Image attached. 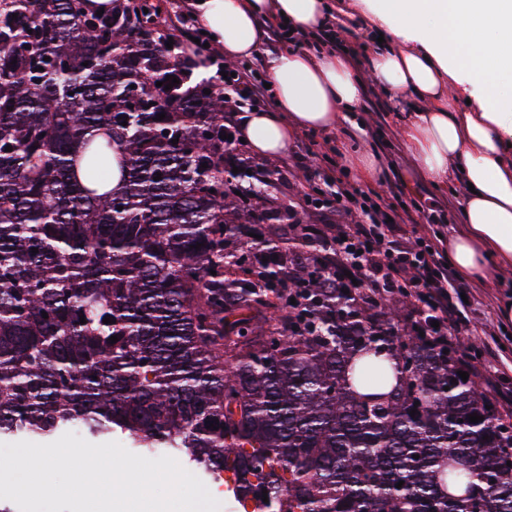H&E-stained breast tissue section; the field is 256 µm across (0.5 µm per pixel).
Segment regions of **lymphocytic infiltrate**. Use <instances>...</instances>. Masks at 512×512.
I'll return each mask as SVG.
<instances>
[{
	"instance_id": "lymphocytic-infiltrate-1",
	"label": "lymphocytic infiltrate",
	"mask_w": 512,
	"mask_h": 512,
	"mask_svg": "<svg viewBox=\"0 0 512 512\" xmlns=\"http://www.w3.org/2000/svg\"><path fill=\"white\" fill-rule=\"evenodd\" d=\"M321 179L330 189L328 204L336 211V221L305 224L301 230L327 244L326 266L351 272L371 295L405 289L416 299L419 330L438 344H449V330L466 317L457 273L435 249L437 233L416 220L403 227L393 204L359 206L363 191L354 184L326 172Z\"/></svg>"
}]
</instances>
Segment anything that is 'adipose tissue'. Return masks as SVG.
Returning <instances> with one entry per match:
<instances>
[{"instance_id":"ef3b65f1","label":"adipose tissue","mask_w":512,"mask_h":512,"mask_svg":"<svg viewBox=\"0 0 512 512\" xmlns=\"http://www.w3.org/2000/svg\"><path fill=\"white\" fill-rule=\"evenodd\" d=\"M199 9L225 61L261 53L271 24L316 31L332 19L387 32L367 61L351 52L264 54L275 90L270 111L243 114L252 152L282 156L298 133L336 128L362 101L367 81L416 102L399 140L438 188L473 184L462 200L448 257L460 277L506 286L512 275V93L497 91L512 51V0H201ZM472 100L463 111L459 101Z\"/></svg>"}]
</instances>
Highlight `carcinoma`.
<instances>
[{
	"mask_svg": "<svg viewBox=\"0 0 512 512\" xmlns=\"http://www.w3.org/2000/svg\"><path fill=\"white\" fill-rule=\"evenodd\" d=\"M169 37L160 0H0V437L120 432L243 512H512V415L400 323L406 294L227 251L302 217L252 205L275 170L247 173Z\"/></svg>",
	"mask_w": 512,
	"mask_h": 512,
	"instance_id": "carcinoma-1",
	"label": "carcinoma"
}]
</instances>
